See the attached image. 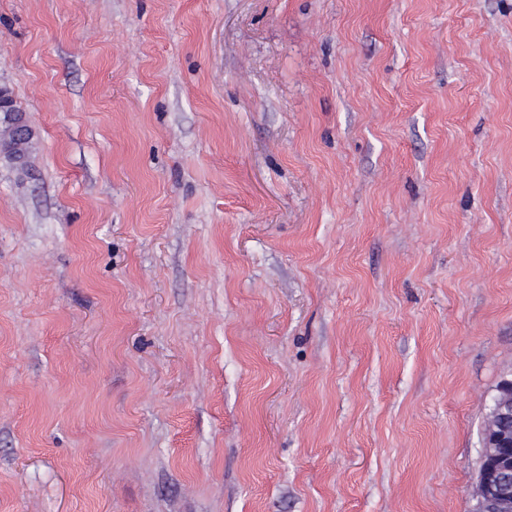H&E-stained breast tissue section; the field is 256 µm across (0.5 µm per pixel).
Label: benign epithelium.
<instances>
[{
	"mask_svg": "<svg viewBox=\"0 0 512 512\" xmlns=\"http://www.w3.org/2000/svg\"><path fill=\"white\" fill-rule=\"evenodd\" d=\"M0 112L4 122L9 125L12 141L0 144L1 152L13 151L14 157L24 142L29 140L30 129L22 113L11 108L8 92L0 90ZM490 420L501 426L493 441L486 445L483 454V468L478 477L477 512H512V486L509 475L512 474V400L505 401L490 414Z\"/></svg>",
	"mask_w": 512,
	"mask_h": 512,
	"instance_id": "1",
	"label": "benign epithelium"
}]
</instances>
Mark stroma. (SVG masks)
Listing matches in <instances>:
<instances>
[{
  "label": "stroma",
  "instance_id": "obj_1",
  "mask_svg": "<svg viewBox=\"0 0 512 512\" xmlns=\"http://www.w3.org/2000/svg\"><path fill=\"white\" fill-rule=\"evenodd\" d=\"M0 86V512H475L512 0H0ZM0 112L1 124L3 112V121L9 125V130L12 133V142L8 141V146L1 142L0 151L2 153L10 152L11 150V154L14 155L15 159H20L19 154L16 153V149H18L24 142L29 140L30 129L26 124L22 113L14 112L12 110L8 92L3 89L0 90Z\"/></svg>",
  "mask_w": 512,
  "mask_h": 512
}]
</instances>
